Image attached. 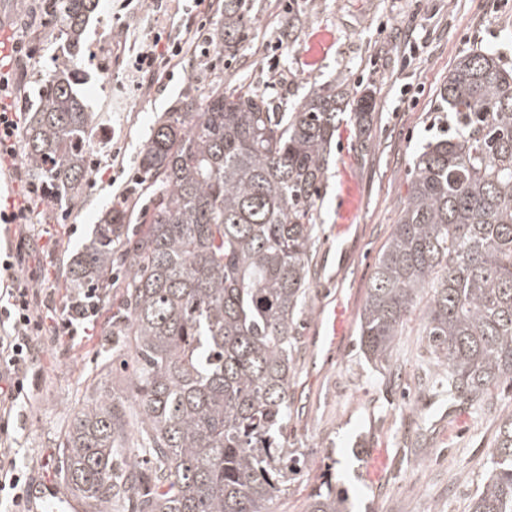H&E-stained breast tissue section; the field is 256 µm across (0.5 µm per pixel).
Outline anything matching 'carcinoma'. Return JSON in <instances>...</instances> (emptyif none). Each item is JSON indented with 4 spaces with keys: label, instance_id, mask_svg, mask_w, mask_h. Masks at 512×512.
<instances>
[{
    "label": "carcinoma",
    "instance_id": "carcinoma-1",
    "mask_svg": "<svg viewBox=\"0 0 512 512\" xmlns=\"http://www.w3.org/2000/svg\"><path fill=\"white\" fill-rule=\"evenodd\" d=\"M99 0H50L66 54L38 84L22 131L29 183L52 207L81 198L100 119L73 63ZM250 21L247 0H224L208 30L232 51ZM447 134L413 158L399 224L378 256L361 314L365 353L386 358L418 311L421 335L448 370V396L512 386V62L462 56L442 93ZM371 91L333 84L290 112H273L224 71L203 67L139 154L145 198L110 203L66 264L64 288L110 300L132 361L130 395L100 389L75 411L62 442V480L84 512H273L301 471L283 440L291 349L308 288L331 149L342 124L369 141ZM138 209L136 230L131 209ZM309 512H348L327 486ZM471 512H512V414L502 420Z\"/></svg>",
    "mask_w": 512,
    "mask_h": 512
}]
</instances>
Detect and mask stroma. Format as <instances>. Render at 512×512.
Wrapping results in <instances>:
<instances>
[{
	"instance_id": "obj_1",
	"label": "stroma",
	"mask_w": 512,
	"mask_h": 512,
	"mask_svg": "<svg viewBox=\"0 0 512 512\" xmlns=\"http://www.w3.org/2000/svg\"><path fill=\"white\" fill-rule=\"evenodd\" d=\"M44 0H6L0 11L33 54L13 59L15 99L28 97L53 66L59 30ZM198 20L180 0L163 9L150 0H100L84 59L96 71L98 50L112 44V80L90 78L81 91L103 121L98 161L83 199L49 209L27 191L22 157L0 165V188H11L32 213L31 246L22 265L40 277L54 305L65 302L62 272L89 238L104 206L124 190L138 153L161 112L182 93L205 60L184 50L170 67L137 78L134 49L154 32L194 42ZM280 41L284 50L272 54ZM490 49L512 59V0H253L251 21L231 55L210 60L225 79L257 91L273 111L287 112L313 86L336 81L369 87L371 140L360 146L341 127L319 207L309 257V286L297 324L294 378L285 445L307 459L274 504L275 512H308L310 496L331 482L351 512H470L485 479L496 429L512 413V387L489 388L471 402L448 398L437 364L413 314L387 362L359 345V324L378 255L400 220L406 177L418 146L441 118V90L462 55ZM99 311L88 340L44 337L37 387L9 420L8 435L32 476L19 512H82L60 478L59 447L70 415L97 386L128 394L125 351L109 337L120 288ZM339 309L335 347L323 341V310Z\"/></svg>"
}]
</instances>
